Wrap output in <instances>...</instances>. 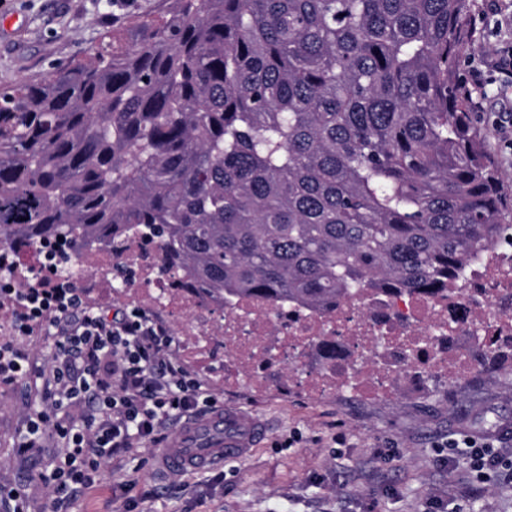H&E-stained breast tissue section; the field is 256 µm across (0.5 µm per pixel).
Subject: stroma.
<instances>
[{
    "label": "stroma",
    "mask_w": 512,
    "mask_h": 512,
    "mask_svg": "<svg viewBox=\"0 0 512 512\" xmlns=\"http://www.w3.org/2000/svg\"><path fill=\"white\" fill-rule=\"evenodd\" d=\"M487 16L461 66L471 111L507 189L512 190V0H468ZM169 0H0V88L36 81L52 66L81 60L107 31L126 34L137 17L161 18ZM226 407L268 419L270 431L243 459L184 475L157 468L160 446L145 441L102 464L90 488L63 512H432L464 504L467 512H512V486L470 482L466 449L451 439L487 438L512 448V357L487 361L473 384L434 383L418 397L367 404L333 393L312 397L225 389L218 370L181 360ZM42 387L23 381L0 391V481L23 484L30 512H50L39 479L60 460L57 448L16 456L27 416Z\"/></svg>",
    "instance_id": "stroma-1"
}]
</instances>
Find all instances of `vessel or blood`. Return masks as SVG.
I'll list each match as a JSON object with an SVG mask.
<instances>
[{"instance_id": "obj_1", "label": "vessel or blood", "mask_w": 512, "mask_h": 512, "mask_svg": "<svg viewBox=\"0 0 512 512\" xmlns=\"http://www.w3.org/2000/svg\"><path fill=\"white\" fill-rule=\"evenodd\" d=\"M267 433L266 423L240 410L216 408L181 427L178 437L161 452L164 466L172 472H190L243 458Z\"/></svg>"}]
</instances>
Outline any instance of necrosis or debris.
<instances>
[{
	"instance_id": "1",
	"label": "necrosis or debris",
	"mask_w": 512,
	"mask_h": 512,
	"mask_svg": "<svg viewBox=\"0 0 512 512\" xmlns=\"http://www.w3.org/2000/svg\"><path fill=\"white\" fill-rule=\"evenodd\" d=\"M131 242L124 260L137 264L142 297L169 317L187 318L191 337L184 350L210 365L213 344L224 346L225 386L250 379L261 388L283 364L305 357L328 336L338 357L326 368L303 369L296 382L318 396L375 400L423 394L435 381L460 384L476 375L484 352L512 346V245L487 249L468 280L436 297L368 293L337 304L329 314L285 310L251 301L229 308L177 290L159 277Z\"/></svg>"
}]
</instances>
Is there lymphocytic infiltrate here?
Returning <instances> with one entry per match:
<instances>
[{"label": "lymphocytic infiltrate", "mask_w": 512, "mask_h": 512, "mask_svg": "<svg viewBox=\"0 0 512 512\" xmlns=\"http://www.w3.org/2000/svg\"><path fill=\"white\" fill-rule=\"evenodd\" d=\"M0 385L25 379V342L41 332L58 339L54 363L44 377L42 407L19 434L16 450L41 448L47 436L60 441L63 460L42 481L54 501L70 500L91 485L101 463L133 441H159L168 425L216 408L217 400L177 362L175 338L144 309L113 307L111 300L87 305L67 281L36 282L30 268L0 259ZM85 406L81 427L59 420L62 405ZM470 448L479 481L512 473V452L471 436L450 440Z\"/></svg>", "instance_id": "1"}]
</instances>
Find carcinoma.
I'll use <instances>...</instances> for the list:
<instances>
[{
	"mask_svg": "<svg viewBox=\"0 0 512 512\" xmlns=\"http://www.w3.org/2000/svg\"><path fill=\"white\" fill-rule=\"evenodd\" d=\"M0 91V249L158 244L234 306L442 294L505 239L467 0H171Z\"/></svg>",
	"mask_w": 512,
	"mask_h": 512,
	"instance_id": "1",
	"label": "carcinoma"
}]
</instances>
